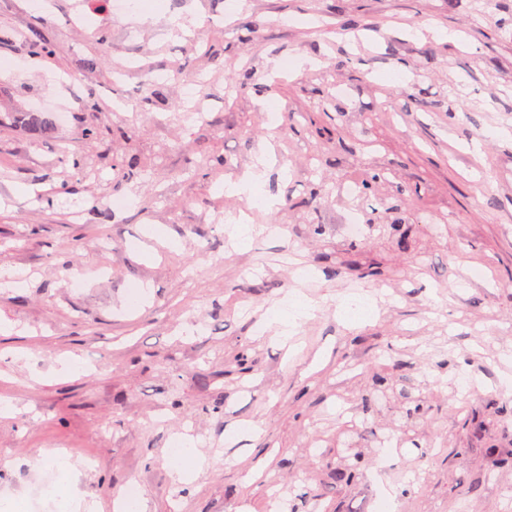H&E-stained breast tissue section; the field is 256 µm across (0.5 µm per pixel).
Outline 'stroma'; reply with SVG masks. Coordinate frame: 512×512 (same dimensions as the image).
<instances>
[{"instance_id":"obj_1","label":"stroma","mask_w":512,"mask_h":512,"mask_svg":"<svg viewBox=\"0 0 512 512\" xmlns=\"http://www.w3.org/2000/svg\"><path fill=\"white\" fill-rule=\"evenodd\" d=\"M4 31L0 270L29 280L0 289V498L59 451L96 512L133 481L145 512H512V0H0ZM50 99L64 123L21 121ZM263 149L280 231L235 248L219 187ZM295 288L319 309L284 343L261 316Z\"/></svg>"}]
</instances>
